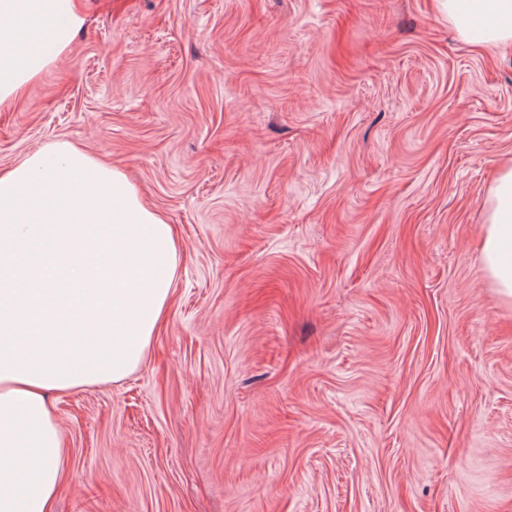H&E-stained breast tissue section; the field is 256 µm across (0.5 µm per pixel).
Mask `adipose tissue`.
<instances>
[{
    "mask_svg": "<svg viewBox=\"0 0 512 512\" xmlns=\"http://www.w3.org/2000/svg\"><path fill=\"white\" fill-rule=\"evenodd\" d=\"M467 42L512 48V0H441ZM75 0H0V108L69 52ZM479 257L512 306V163L485 200ZM178 245L119 169L61 141L0 175V512H52L64 434L50 398L141 364L173 295Z\"/></svg>",
    "mask_w": 512,
    "mask_h": 512,
    "instance_id": "1",
    "label": "adipose tissue"
}]
</instances>
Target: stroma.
<instances>
[{"label": "stroma", "instance_id": "stroma-1", "mask_svg": "<svg viewBox=\"0 0 512 512\" xmlns=\"http://www.w3.org/2000/svg\"><path fill=\"white\" fill-rule=\"evenodd\" d=\"M0 110L173 224L140 368L63 395L54 512H512V307L479 261L512 51L437 0H76Z\"/></svg>", "mask_w": 512, "mask_h": 512}]
</instances>
